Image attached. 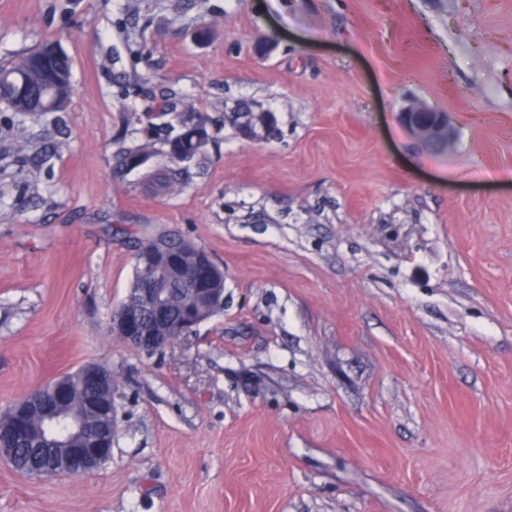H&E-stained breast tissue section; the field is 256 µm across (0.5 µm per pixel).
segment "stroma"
Masks as SVG:
<instances>
[{
    "label": "stroma",
    "mask_w": 512,
    "mask_h": 512,
    "mask_svg": "<svg viewBox=\"0 0 512 512\" xmlns=\"http://www.w3.org/2000/svg\"><path fill=\"white\" fill-rule=\"evenodd\" d=\"M46 41L65 107L0 108V412L99 364L117 431L82 477L0 459V512H512V0H0V63ZM161 100L211 135L169 191L113 161ZM160 232L224 311L149 358L110 322ZM431 107L414 101L402 109L403 120L413 134L420 140H434L445 142L449 145L452 139V132L449 124L439 117L435 122L425 118L429 113H438Z\"/></svg>",
    "instance_id": "35a3bbf8"
}]
</instances>
